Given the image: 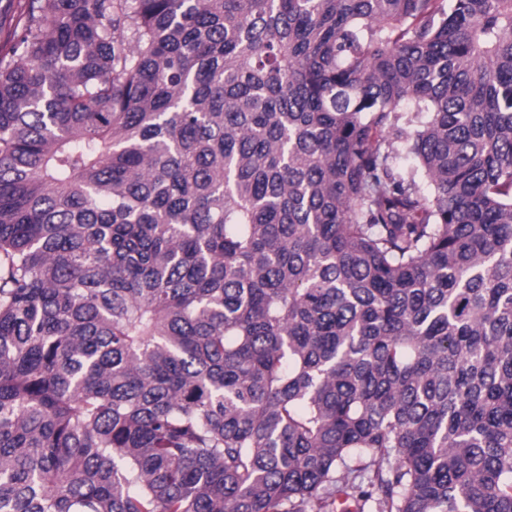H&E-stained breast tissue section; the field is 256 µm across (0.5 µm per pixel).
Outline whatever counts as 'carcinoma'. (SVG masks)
<instances>
[{"instance_id":"1","label":"carcinoma","mask_w":512,"mask_h":512,"mask_svg":"<svg viewBox=\"0 0 512 512\" xmlns=\"http://www.w3.org/2000/svg\"><path fill=\"white\" fill-rule=\"evenodd\" d=\"M0 512H512V0H26Z\"/></svg>"}]
</instances>
